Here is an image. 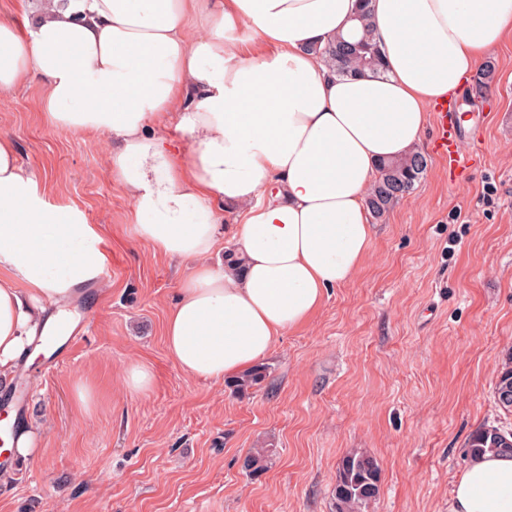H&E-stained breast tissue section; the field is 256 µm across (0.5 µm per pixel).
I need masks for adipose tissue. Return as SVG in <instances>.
<instances>
[{"mask_svg":"<svg viewBox=\"0 0 512 512\" xmlns=\"http://www.w3.org/2000/svg\"><path fill=\"white\" fill-rule=\"evenodd\" d=\"M367 3L381 74L331 73L319 48ZM0 15V93L42 80L55 127L109 133L135 233L188 260L165 340L179 369L223 382L260 363L353 280L381 162L416 151L427 112L512 37V0H22ZM205 32L193 34L191 19ZM246 27L249 42L227 32ZM186 137L177 151L169 129ZM239 212L240 265L209 258L218 205ZM81 212L50 209L0 136V378L37 332L72 322L105 263ZM448 512H512V455L471 461Z\"/></svg>","mask_w":512,"mask_h":512,"instance_id":"1","label":"adipose tissue"}]
</instances>
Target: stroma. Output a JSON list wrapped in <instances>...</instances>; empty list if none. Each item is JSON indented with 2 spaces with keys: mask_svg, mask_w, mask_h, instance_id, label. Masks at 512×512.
Segmentation results:
<instances>
[{
  "mask_svg": "<svg viewBox=\"0 0 512 512\" xmlns=\"http://www.w3.org/2000/svg\"><path fill=\"white\" fill-rule=\"evenodd\" d=\"M493 62L490 88L457 98L466 178L449 182L426 123L420 182L376 220L355 278L281 337L266 379L243 394L169 356L166 316L191 264L135 237L108 169L111 135L51 126L38 81L0 98V135L21 168L40 176L48 206L83 213L112 267L71 305L93 314L82 338L0 381V392L31 387L13 426L39 429L35 459L0 458L11 471L0 512H335L352 452L380 466L374 512H448L471 434L512 433L494 395L512 361V39ZM138 361L154 374L143 394L124 383ZM80 380L97 392L94 411L74 402ZM259 444L275 453L255 480L242 459Z\"/></svg>",
  "mask_w": 512,
  "mask_h": 512,
  "instance_id": "stroma-1",
  "label": "stroma"
}]
</instances>
